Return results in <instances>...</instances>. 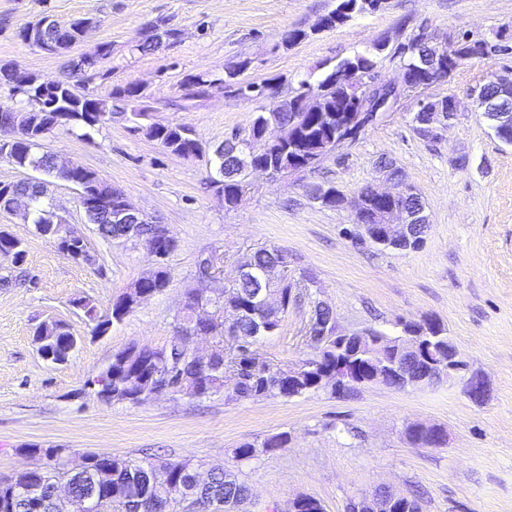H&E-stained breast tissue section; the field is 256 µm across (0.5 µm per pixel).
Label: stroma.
<instances>
[{"label": "stroma", "instance_id": "obj_1", "mask_svg": "<svg viewBox=\"0 0 512 512\" xmlns=\"http://www.w3.org/2000/svg\"><path fill=\"white\" fill-rule=\"evenodd\" d=\"M336 0H0V61L23 73L65 77L62 59L25 44L20 31L43 13L66 23L82 15L99 20L76 54L111 43L109 79L92 84L107 95L113 85L142 81L159 119L194 130L207 145L249 128L260 102L226 93V67L249 66L243 81L283 76L291 82L318 76L338 60L385 39L404 43L400 26L428 25L440 42L467 33L505 45L502 53L470 60L430 85L431 98L454 96V125L431 140L414 130L415 97L344 144L312 171L272 180L258 175L237 206L228 208L207 186V161L161 149L124 122L91 131L58 130L44 149L59 159L94 169L146 215L165 224L176 241L166 265L164 290L113 324L90 335L73 299L109 306L153 262L136 242L105 243L86 223L75 187L56 183L51 200L72 229L85 236L96 265L63 257L21 215L0 212V225L21 239L26 280L0 288V477L36 467L39 448L140 459L162 456L205 466H233L232 450L285 432L287 450L241 467L252 495L246 512H288L300 495L318 499L324 512H346L350 500L379 487L413 496L421 512H512V147L494 138L471 94L512 68V0H386L383 10L350 19L330 31H314ZM149 22L180 32L156 55L132 52ZM309 29L293 46L288 29ZM207 73L216 82L202 101L180 108L188 76ZM388 156L425 202L430 229L425 244L408 251L359 249L343 233L350 207L313 202V185L330 183L346 196L379 183L375 167ZM274 246L288 258L290 278L313 276L263 350L285 366L305 358L302 342L312 303L321 300L340 327L372 328L390 336L400 321L432 317L452 336L462 367L450 379L415 390L382 384L344 395L313 392L300 397L225 401L162 396L142 405L104 404L92 380L114 353L134 345L162 347L177 334L175 315L190 289L204 288L199 260L217 264L216 284L230 282L251 249ZM61 320L83 342L64 364L43 361L35 327ZM486 393L473 400L471 377ZM413 423L436 425L446 443L431 448L409 442Z\"/></svg>", "mask_w": 512, "mask_h": 512}]
</instances>
